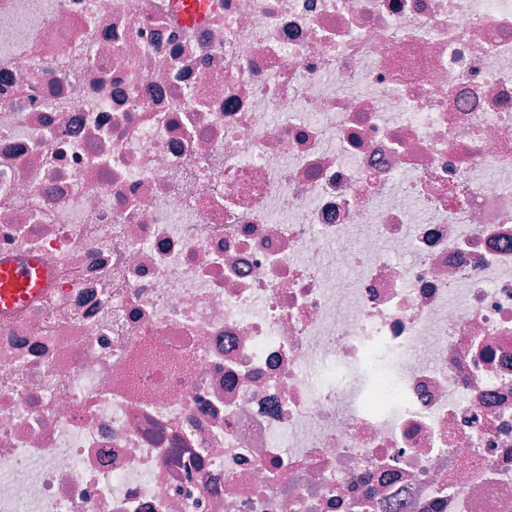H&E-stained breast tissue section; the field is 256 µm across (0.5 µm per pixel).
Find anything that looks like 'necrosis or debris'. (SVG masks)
<instances>
[{
  "label": "necrosis or debris",
  "mask_w": 512,
  "mask_h": 512,
  "mask_svg": "<svg viewBox=\"0 0 512 512\" xmlns=\"http://www.w3.org/2000/svg\"><path fill=\"white\" fill-rule=\"evenodd\" d=\"M22 253L0 512H512V0H0ZM213 0H173L174 15L179 24L201 25L208 17ZM48 278V271L41 261L22 254L9 264L0 265V310L23 306L41 293Z\"/></svg>",
  "instance_id": "obj_1"
}]
</instances>
